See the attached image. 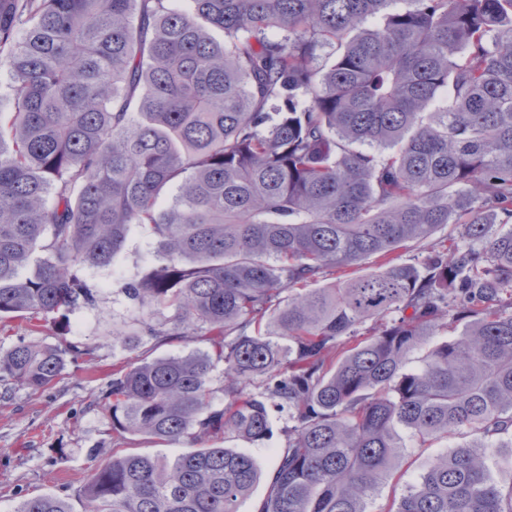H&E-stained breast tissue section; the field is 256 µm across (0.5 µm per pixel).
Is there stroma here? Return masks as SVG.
<instances>
[{
	"instance_id": "35a3bbf8",
	"label": "stroma",
	"mask_w": 512,
	"mask_h": 512,
	"mask_svg": "<svg viewBox=\"0 0 512 512\" xmlns=\"http://www.w3.org/2000/svg\"><path fill=\"white\" fill-rule=\"evenodd\" d=\"M155 260L151 240L132 235L120 257L108 267L83 271L89 285L98 290L94 306L74 310L67 329H60L52 317L0 320V351L20 341L56 343L59 333L69 340L93 345V361L67 356L66 373L52 388L33 391L0 378V512H15L25 498L54 493L66 498L75 512L82 508L81 492L93 465L105 463L112 453H147L171 460L186 452L185 443H164L140 436L116 439L98 395L112 379L113 364L128 353L113 341V331L124 330L137 314L124 296L127 283L137 279ZM273 436L255 444L227 439L226 447L254 458L262 472H269L287 444L288 417H273ZM409 468L401 482L380 484L368 500L367 512H383L394 495L407 485L417 484L433 448H405Z\"/></svg>"
}]
</instances>
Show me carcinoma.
Here are the masks:
<instances>
[{
  "mask_svg": "<svg viewBox=\"0 0 512 512\" xmlns=\"http://www.w3.org/2000/svg\"><path fill=\"white\" fill-rule=\"evenodd\" d=\"M3 68L0 318L93 304L80 271L140 228L156 263L124 293L149 317L116 338L212 346L113 366L112 434L190 450L94 466L82 512H238L262 472L210 441L284 411L258 512H367L400 429L474 444L387 512H512L487 465L512 447V0H0ZM70 353L94 348L22 341L0 377L43 390Z\"/></svg>",
  "mask_w": 512,
  "mask_h": 512,
  "instance_id": "1",
  "label": "carcinoma"
}]
</instances>
